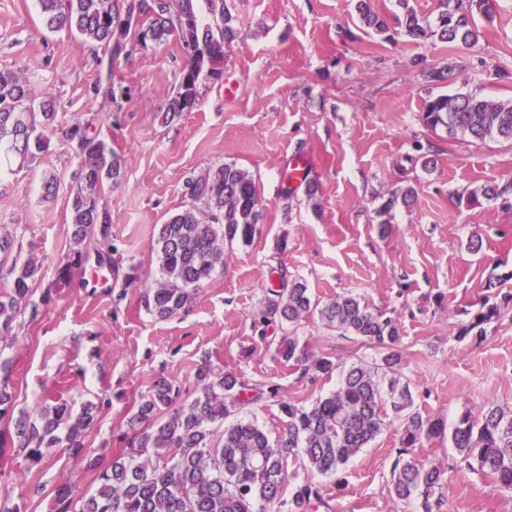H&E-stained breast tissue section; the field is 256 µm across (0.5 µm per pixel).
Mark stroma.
I'll list each match as a JSON object with an SVG mask.
<instances>
[{"instance_id":"obj_1","label":"stroma","mask_w":512,"mask_h":512,"mask_svg":"<svg viewBox=\"0 0 512 512\" xmlns=\"http://www.w3.org/2000/svg\"><path fill=\"white\" fill-rule=\"evenodd\" d=\"M357 4L224 0L238 36L222 76L201 81L194 109L165 124L160 114L183 66L178 44L132 42L112 66L107 45L45 30L37 0H0V70L51 98L59 122L92 120L125 161L120 185L101 200L108 231L88 237L73 268L66 190L78 170L74 149L52 139L0 181V231L13 234L18 263L38 269L9 338L0 339L13 408L32 413L57 400L97 407L81 455L52 448L39 466L16 449L0 455V512H57L63 484L75 500L94 492L98 463L125 453L126 421L158 379L191 397L206 362L261 385L263 399L243 413L274 436L284 426L279 400L310 405L340 377L315 380L283 367L269 339L287 332L340 366L381 365L384 349L316 316L286 332L261 327L257 316L279 266L313 300L350 294L395 319L401 379L421 413L451 424L488 405L512 410V301L503 300L512 294V143L453 138L422 120L425 100L443 94L512 100V0L477 17L480 38L470 48L407 37L397 0H370L387 29L365 28ZM109 69L126 91L115 103L95 90ZM434 71L447 80L431 79ZM299 158L312 164L315 201L304 184L288 181ZM225 163L252 175L265 222L251 245L226 248L223 271L198 288L188 312L156 319L141 306L138 286L157 273L158 226L189 205L190 177ZM48 176L61 193L45 194ZM486 183L507 192L493 203L458 205V196ZM408 184L414 203L379 218V205ZM474 235L482 240L476 253L467 249ZM101 256L119 274L105 294L90 295L81 283ZM130 273L138 284L128 288ZM492 306L499 314L484 336L460 338L461 327ZM399 433V418L388 416L368 448L321 478L329 512H422L420 499L390 493ZM425 452L446 471L435 492L439 512H512V497L495 492L448 439Z\"/></svg>"}]
</instances>
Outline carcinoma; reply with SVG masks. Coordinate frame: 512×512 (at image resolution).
I'll return each mask as SVG.
<instances>
[{"label":"carcinoma","instance_id":"1","mask_svg":"<svg viewBox=\"0 0 512 512\" xmlns=\"http://www.w3.org/2000/svg\"><path fill=\"white\" fill-rule=\"evenodd\" d=\"M199 0H38L43 26L66 29L87 41L110 46L109 64L127 54L128 39L161 46L175 41L184 64L176 94L162 120L173 121L195 107L200 78L219 74L224 49L237 36L235 19L224 0H206L207 14ZM495 0H441L440 11L424 22L399 0L404 9L405 35L472 47L479 39L475 15H490ZM362 24L376 31L385 23L371 11L367 0L357 5ZM126 16L125 27L112 30V16ZM423 122L444 127L451 137L467 135L476 141L502 139L512 142V101L498 102L473 92L439 95L425 101ZM52 101L36 100L24 77L0 72V177L12 165H24L48 150L50 128L58 138L75 146L80 173L68 191L70 223L74 238L82 243L95 226L107 233L108 212L100 207L104 187L119 185L124 160L108 142L90 132L92 123L55 124ZM191 204L159 225L153 243L159 261V278L140 294L144 309L157 319L187 311L195 292L224 267V249L234 243L248 246L264 221V204L249 172L231 164L187 181ZM502 195L485 184L459 196L469 205L494 201ZM416 191L409 186L394 192L379 213L397 203H413ZM38 269L12 263L9 291L0 296V335L12 329L18 304L29 291ZM387 350L385 368L362 366L342 370L335 391L310 406L282 401L279 408L285 427L271 437L261 426L239 416L240 409L263 398L264 391L233 374L201 365L195 374L194 396L176 401L172 388L157 382L138 403L127 421L130 431L126 454L112 458L97 473L98 487L91 495L73 501L66 486L57 489L58 512H309L326 504L322 490L309 474L334 475L361 449L368 447L386 427L388 412L403 419L397 457L392 467L391 493L407 501L423 496L425 512L439 506L430 496L442 486L445 472L433 460L413 450L449 436L459 455L481 473L493 475L494 488L512 493V411L498 406L465 412L451 431L444 422L414 409L409 385L388 370L401 363L397 351L400 331L395 320L370 310L352 295H341L319 305L308 288L278 270L268 287L259 323L287 322L294 326L309 314ZM497 314L487 313L460 329V335H484L483 324ZM275 358L311 378L330 376L338 366L327 357L299 344L295 336H282ZM12 397L0 388V419L10 423L0 430V452L8 447L26 451L31 465L43 463L44 449L65 445L74 454L84 451L83 432L94 423L96 407L80 411L65 401L44 407L36 415H14ZM223 428L222 437L214 433ZM306 461L304 474L289 472L298 458Z\"/></svg>","mask_w":512,"mask_h":512}]
</instances>
